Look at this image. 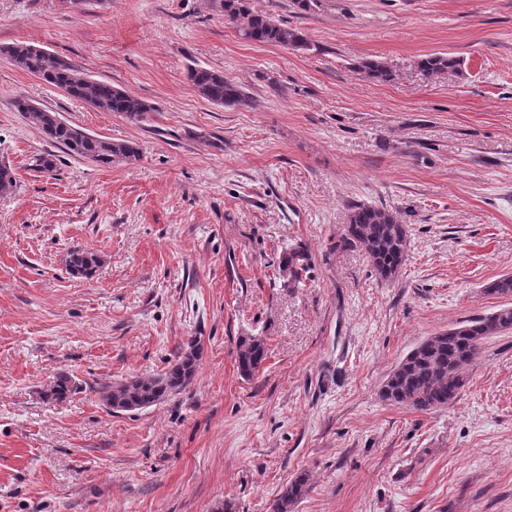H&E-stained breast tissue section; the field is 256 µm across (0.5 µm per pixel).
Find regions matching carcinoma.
Here are the masks:
<instances>
[{
    "label": "carcinoma",
    "mask_w": 512,
    "mask_h": 512,
    "mask_svg": "<svg viewBox=\"0 0 512 512\" xmlns=\"http://www.w3.org/2000/svg\"><path fill=\"white\" fill-rule=\"evenodd\" d=\"M224 18L234 24L247 39L277 44L295 50L308 46L302 31L289 27L257 9L254 0H224ZM12 65L43 82L67 91L72 99L85 102L100 112H112L130 122L141 123L154 107L147 101L130 95L109 82L96 80L83 73L62 56L37 49L29 42L7 46ZM460 62L446 54L421 57L417 66L426 75L456 69ZM362 68L372 79L387 83L392 71L383 62L369 60ZM189 85L208 102L232 109L253 107L252 98L237 83L224 78L213 69L197 64L187 67ZM28 123L36 126L45 141L62 148L66 153L85 158L98 166H111L121 159H140L141 148L130 141H112L85 132L82 128L61 119L59 114L41 108L22 113ZM17 188L15 173L10 165L0 164V195L11 194ZM342 247L362 246L368 252L373 267L383 280L393 278L407 258L408 226L386 209L360 204L353 207L349 224L338 242ZM66 270L74 278L93 277L101 268L97 253L73 249L65 259ZM310 258L302 248H290L282 256L279 269L288 283L299 288L304 283ZM512 327V308L500 309L488 316L472 320L431 336L406 354L388 375L379 391L380 398L391 405L410 407L419 412H432L453 402L466 381L461 370L469 365L478 352V338ZM203 348L191 337L181 347L176 360L154 375L137 376L102 388L101 399L110 408L121 406L135 411L158 404L166 397L188 386L197 376ZM265 360V347L258 337L249 336L239 345L238 370L250 378ZM78 389L75 381L61 374L48 388L45 396L63 401ZM308 492L303 475L288 482L272 499L270 512H293Z\"/></svg>",
    "instance_id": "obj_1"
}]
</instances>
